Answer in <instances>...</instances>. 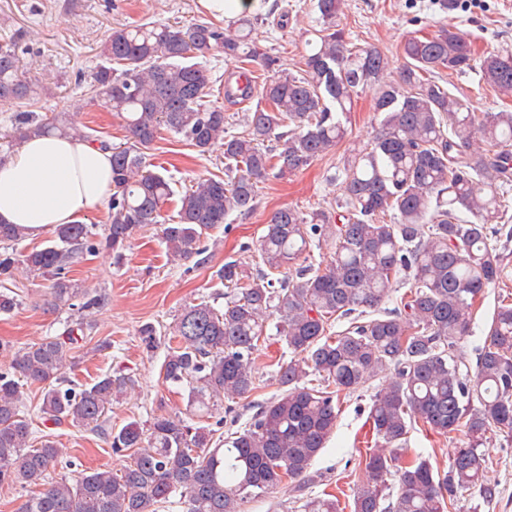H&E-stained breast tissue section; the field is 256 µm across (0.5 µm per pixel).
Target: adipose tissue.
Segmentation results:
<instances>
[{
  "label": "adipose tissue",
  "mask_w": 512,
  "mask_h": 512,
  "mask_svg": "<svg viewBox=\"0 0 512 512\" xmlns=\"http://www.w3.org/2000/svg\"><path fill=\"white\" fill-rule=\"evenodd\" d=\"M111 195V152L94 143L32 135L0 162V222L32 237L83 221Z\"/></svg>",
  "instance_id": "ef3b65f1"
}]
</instances>
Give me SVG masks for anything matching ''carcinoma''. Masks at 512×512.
<instances>
[{"mask_svg":"<svg viewBox=\"0 0 512 512\" xmlns=\"http://www.w3.org/2000/svg\"><path fill=\"white\" fill-rule=\"evenodd\" d=\"M342 0H317L320 28L306 41L305 69L295 75L256 46L258 18L237 14L226 28L115 26L101 46L89 101L122 117L128 142L112 146V197L102 240L87 224H62L49 244L20 254L27 237L19 224H0V282L17 271L50 282L44 304L60 313L91 312L102 294L75 287L66 270L80 255L103 247L116 257L143 228L161 223V209L176 199L177 220L163 225L170 254H200L201 237L232 213L253 210L257 183L274 172L293 175L347 135L356 89L377 86L374 111L380 131L366 148L343 161L344 213L306 215L282 207L271 215L257 246L262 264L285 272L310 251L313 239L331 243L323 268L302 266L276 288L265 273L228 262L217 271L236 296L219 311L202 301L185 308L172 326L162 365L164 379L188 383L189 399L209 411L210 401L247 396L256 381L254 353L269 323L296 355L275 372L280 394L259 407L248 426L223 448L213 430L156 415L144 429L136 421L105 427L112 400L133 387L126 374L105 373L90 385L66 377L72 350L87 338L89 321L70 322L62 335L12 352L0 370V485L38 486L21 512H157L180 493L186 512H239L289 479H312L310 467L336 428L341 396L368 377H394L372 400L369 421L381 450L364 458L367 480L357 487L351 512H448L474 490L486 502L497 494L492 462L483 449L489 428L512 435V303L498 305L472 372L452 353L469 333L484 290L512 275L504 255L489 244L503 218L502 189L512 182V112H478L454 94L448 78L477 66L495 92L512 95V49L486 53L475 63L471 44L452 27L402 44L403 62L389 71L386 55L349 45L337 17ZM17 37L0 39V101L31 104L49 94L19 74ZM221 51L260 61L271 72L262 88L265 107L247 114L245 133L226 131L224 108L207 102L209 71L197 58ZM14 137L63 135L87 140L80 127L19 112ZM166 130L204 154L224 148L227 179H204L177 195L163 175L146 169L145 152ZM393 213V222L385 221ZM413 274L401 307L330 334L333 317L376 310L393 293L397 275ZM316 377L310 384L308 377ZM37 386L38 413L56 425L106 432L111 448L128 453L119 471L95 470L49 479L62 449L50 436L39 444L25 413L20 382ZM417 420L438 434L464 433L448 471L404 456ZM398 489L388 493V477ZM304 512H343L328 493L306 500Z\"/></svg>","mask_w":512,"mask_h":512,"instance_id":"1","label":"carcinoma"}]
</instances>
